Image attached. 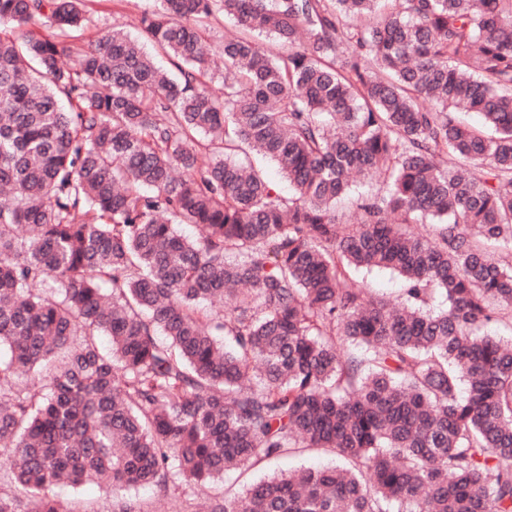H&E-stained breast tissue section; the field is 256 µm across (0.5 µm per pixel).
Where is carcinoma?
Segmentation results:
<instances>
[{
	"label": "carcinoma",
	"instance_id": "1",
	"mask_svg": "<svg viewBox=\"0 0 512 512\" xmlns=\"http://www.w3.org/2000/svg\"><path fill=\"white\" fill-rule=\"evenodd\" d=\"M88 2L0 0V512L295 448L336 465L211 512H512V0H156L85 40ZM358 280L369 288L373 295L384 297L392 303H399L402 298V282L400 278L390 270L372 269L361 270L358 273Z\"/></svg>",
	"mask_w": 512,
	"mask_h": 512
}]
</instances>
